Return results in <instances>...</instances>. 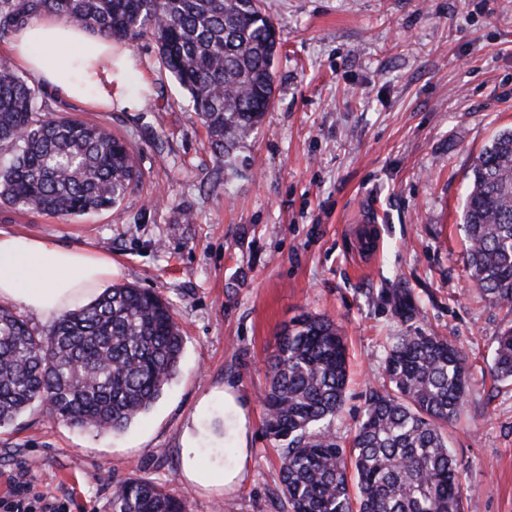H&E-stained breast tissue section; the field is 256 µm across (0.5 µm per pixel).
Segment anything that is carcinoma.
Wrapping results in <instances>:
<instances>
[{"label": "carcinoma", "mask_w": 512, "mask_h": 512, "mask_svg": "<svg viewBox=\"0 0 512 512\" xmlns=\"http://www.w3.org/2000/svg\"><path fill=\"white\" fill-rule=\"evenodd\" d=\"M53 15L106 39L149 37L186 91L218 168L262 123L274 93L278 32L259 0H0V41ZM0 208L71 220L117 206L139 178L128 145L104 123L57 114L38 79L0 61ZM470 276L512 314V128L484 148L462 206ZM395 313L417 309L392 294ZM183 336L160 294L114 285L36 333L0 304V428L31 404L85 430L120 432L149 410L177 372ZM456 343L416 328L392 337L386 387L374 392L346 450L331 432L343 407L346 337L335 321L301 314L268 365L266 432L285 442V512H464L447 428L468 390ZM512 382V325L491 366ZM112 512H189L188 500L142 478L112 493Z\"/></svg>", "instance_id": "cac0c4a2"}]
</instances>
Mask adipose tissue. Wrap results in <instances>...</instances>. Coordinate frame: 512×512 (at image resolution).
Returning <instances> with one entry per match:
<instances>
[{
  "mask_svg": "<svg viewBox=\"0 0 512 512\" xmlns=\"http://www.w3.org/2000/svg\"><path fill=\"white\" fill-rule=\"evenodd\" d=\"M16 61L68 96L93 104L127 103L126 70H113L121 47L51 16L31 21L11 43ZM112 280V259L78 246L0 229V300L45 319L84 305Z\"/></svg>",
  "mask_w": 512,
  "mask_h": 512,
  "instance_id": "obj_1",
  "label": "adipose tissue"
}]
</instances>
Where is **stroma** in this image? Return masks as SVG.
Segmentation results:
<instances>
[{
  "label": "stroma",
  "mask_w": 512,
  "mask_h": 512,
  "mask_svg": "<svg viewBox=\"0 0 512 512\" xmlns=\"http://www.w3.org/2000/svg\"><path fill=\"white\" fill-rule=\"evenodd\" d=\"M278 30L271 108L216 169L189 99L153 41L130 48L140 90L129 107L58 95L60 112L108 122L140 179L112 210L72 221L0 209V228L112 258L113 281L173 304L184 348L153 406L122 433L27 409L0 429V512L23 484L61 512H112V490L145 478L190 512H281L280 450L264 430L266 370L303 312L333 319L349 353L333 425L349 445L384 377L393 336L456 340L469 388L448 445L464 512H512V383L491 364L508 318L476 288L461 210L471 167L512 127V0H262ZM377 244L370 266L356 248ZM406 292L409 322L387 295ZM246 410L237 438L224 390ZM198 464L242 466L233 491L190 481Z\"/></svg>",
  "instance_id": "obj_1"
}]
</instances>
